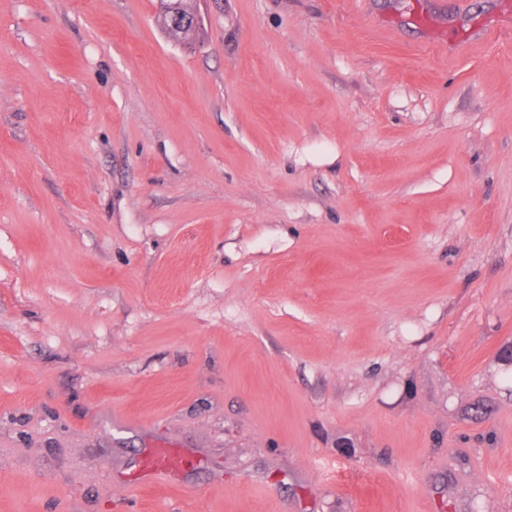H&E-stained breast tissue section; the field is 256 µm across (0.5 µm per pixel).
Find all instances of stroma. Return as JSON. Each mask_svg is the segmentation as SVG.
I'll return each mask as SVG.
<instances>
[{"instance_id": "stroma-1", "label": "stroma", "mask_w": 512, "mask_h": 512, "mask_svg": "<svg viewBox=\"0 0 512 512\" xmlns=\"http://www.w3.org/2000/svg\"><path fill=\"white\" fill-rule=\"evenodd\" d=\"M193 6L0 0V512H512V0ZM164 18L168 21V30L172 33V37L173 33H176V31L178 32V30L183 29L178 32V37L180 38V40H185L186 28H191L189 30L190 33H194L196 29L201 28V21L198 18V16L194 12H192L183 18V13L181 11L180 6L174 5L169 12L163 11L161 13L162 24L165 23ZM173 38L176 39L175 37Z\"/></svg>"}]
</instances>
